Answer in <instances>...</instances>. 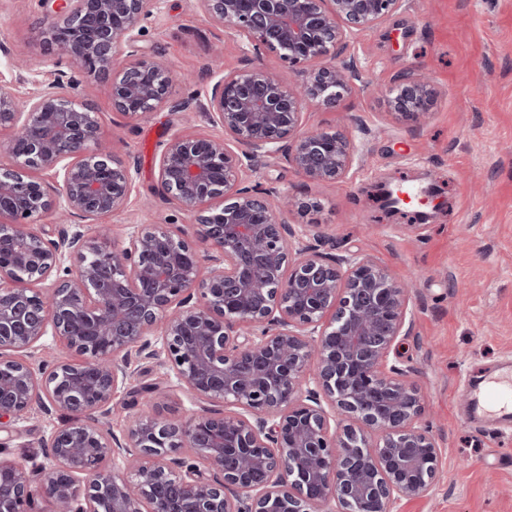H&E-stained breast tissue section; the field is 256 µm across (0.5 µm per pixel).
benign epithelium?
Listing matches in <instances>:
<instances>
[{
    "label": "benign epithelium",
    "mask_w": 512,
    "mask_h": 512,
    "mask_svg": "<svg viewBox=\"0 0 512 512\" xmlns=\"http://www.w3.org/2000/svg\"><path fill=\"white\" fill-rule=\"evenodd\" d=\"M162 2L41 0L74 70L23 103L0 86V429L48 404L80 416L43 440L39 467L0 456V512H32L38 497L53 512H393L434 487L441 454L412 368L391 362L411 335L408 285L359 252H320L309 226L286 220L311 204L275 200L247 173L281 156L316 182L346 177L360 147L303 130V110L350 92L348 39L403 0H197L246 55L271 54L302 80L291 88L263 64L220 75L203 110L224 137L186 127L157 163L158 192L195 234L143 222L107 248L84 223L125 205L134 172L90 148L100 125L75 90L105 79L132 118L193 111L170 99L175 71L138 45ZM396 90L393 109L424 122L430 82L409 73ZM57 210L78 222L54 238L34 228ZM45 336L80 360L34 367L23 352ZM134 352L164 356L192 397L234 410L185 425L141 413L112 437L83 416L109 412Z\"/></svg>",
    "instance_id": "1"
}]
</instances>
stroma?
Listing matches in <instances>:
<instances>
[{
	"label": "stroma",
	"instance_id": "1",
	"mask_svg": "<svg viewBox=\"0 0 512 512\" xmlns=\"http://www.w3.org/2000/svg\"><path fill=\"white\" fill-rule=\"evenodd\" d=\"M48 27L40 0H0V86L18 101L70 67L49 43ZM140 43L192 75V82L173 84L174 101L205 98L217 75L248 65L239 40L215 26L196 0H164L142 22ZM345 55L359 75L354 89L337 104L307 108L305 123L362 143L346 179L314 182L285 160L268 158L248 182L309 201L310 209L289 221L312 225L326 239L324 252H361L413 285L412 334L397 353L424 394L422 422L441 459L437 485L397 504V512H512V420H471L470 403L460 399L512 367V0H405ZM19 56L26 69H17ZM407 72L437 90L420 127L394 114L390 103ZM76 99L96 108L113 158L136 171L126 204L106 218L112 234L103 246L122 244L147 215V201L154 223L189 229L192 217L155 190L158 157L185 120L216 138L222 126L206 113L188 118L166 107L126 117L113 110L104 80L81 86ZM384 183L438 190L443 206L423 225L414 218L420 203L387 213L377 199ZM130 370L132 385L151 388L152 401L145 407L118 391L99 419L113 436L123 437L129 416L145 408L171 422L224 409L220 400H192L161 359L132 356ZM71 419L60 410L33 409L0 434L6 457L28 467L41 463L42 440Z\"/></svg>",
	"mask_w": 512,
	"mask_h": 512
}]
</instances>
